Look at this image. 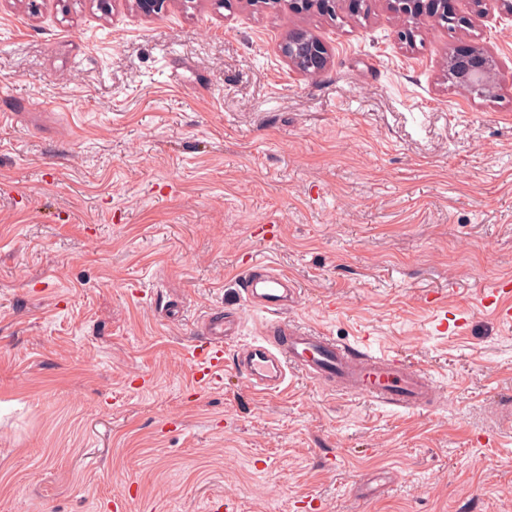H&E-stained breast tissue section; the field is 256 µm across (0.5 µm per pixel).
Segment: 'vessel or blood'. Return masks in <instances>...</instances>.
Masks as SVG:
<instances>
[{
	"label": "vessel or blood",
	"instance_id": "b4317fda",
	"mask_svg": "<svg viewBox=\"0 0 512 512\" xmlns=\"http://www.w3.org/2000/svg\"><path fill=\"white\" fill-rule=\"evenodd\" d=\"M240 288L250 304L269 315L259 338L244 345L237 356V370L257 391L278 392L289 373L298 371L333 390L410 411L426 408L435 399L432 378L403 356L375 355L324 332L290 324L286 313L295 288L287 274L259 264L246 270ZM487 302L500 304L501 318L511 319L512 282L500 281ZM236 327V317L221 308L204 317L199 327L201 344L193 354L191 378L196 387H210L222 376L224 339Z\"/></svg>",
	"mask_w": 512,
	"mask_h": 512
}]
</instances>
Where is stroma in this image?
Here are the masks:
<instances>
[{
	"instance_id": "stroma-1",
	"label": "stroma",
	"mask_w": 512,
	"mask_h": 512,
	"mask_svg": "<svg viewBox=\"0 0 512 512\" xmlns=\"http://www.w3.org/2000/svg\"><path fill=\"white\" fill-rule=\"evenodd\" d=\"M485 12L407 44L387 0H0V512H512V321L483 303L512 278V17ZM296 29L323 73L282 55ZM462 40L498 97L444 80ZM255 263L296 281L289 322L404 355L435 407L298 372L254 391L233 358L266 320ZM217 306L241 327L196 391ZM446 309L468 328L437 332ZM287 2L288 9L297 13L317 12L321 15L336 16L337 11L347 10L352 15H363L369 0H278L275 8ZM281 52L294 69L303 75L322 73L329 64V54L324 43L305 30L289 33L282 42Z\"/></svg>"
}]
</instances>
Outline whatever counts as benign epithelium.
I'll return each mask as SVG.
<instances>
[{
	"instance_id": "benign-epithelium-1",
	"label": "benign epithelium",
	"mask_w": 512,
	"mask_h": 512,
	"mask_svg": "<svg viewBox=\"0 0 512 512\" xmlns=\"http://www.w3.org/2000/svg\"><path fill=\"white\" fill-rule=\"evenodd\" d=\"M170 0H133L137 14L150 18L167 9ZM369 0H288V8L297 13L317 12L336 16L337 11L347 10L352 15L364 14ZM484 0H476L472 16H461L455 0H393L407 20H429L437 24L448 22L455 26H468L480 19ZM281 52L299 73L307 76L323 72L329 64V54L324 43L315 35L296 30L288 34L281 45ZM448 79L480 98L498 95L496 81L498 61L490 51L477 46L461 44L448 55Z\"/></svg>"
}]
</instances>
